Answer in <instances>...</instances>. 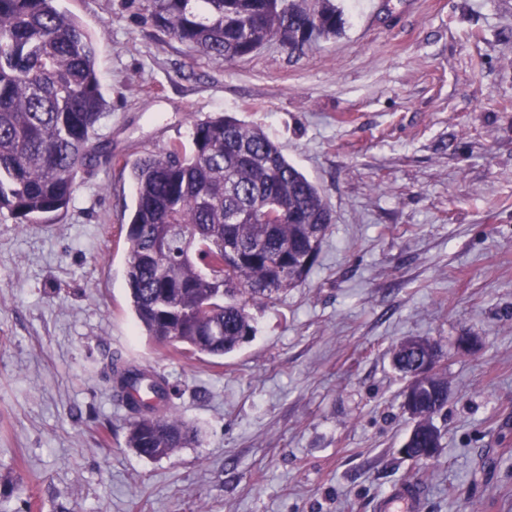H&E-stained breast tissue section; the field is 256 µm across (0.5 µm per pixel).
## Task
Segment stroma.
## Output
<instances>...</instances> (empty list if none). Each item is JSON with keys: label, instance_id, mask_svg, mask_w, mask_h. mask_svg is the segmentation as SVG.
<instances>
[{"label": "stroma", "instance_id": "1", "mask_svg": "<svg viewBox=\"0 0 512 512\" xmlns=\"http://www.w3.org/2000/svg\"><path fill=\"white\" fill-rule=\"evenodd\" d=\"M144 0H59L98 41L97 126L120 159L229 113L261 126L334 222L306 280L249 305L255 337L182 359L137 327L127 175L78 173L50 221L0 215V512H512V0H344L339 38L211 61ZM478 348L458 354L456 339ZM440 340L452 386L427 465L394 343ZM163 373L200 442L144 459L106 364ZM422 494L418 485L412 482L392 487L377 503L379 512H419Z\"/></svg>", "mask_w": 512, "mask_h": 512}]
</instances>
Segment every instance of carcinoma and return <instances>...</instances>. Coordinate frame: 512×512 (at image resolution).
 Here are the masks:
<instances>
[{
    "label": "carcinoma",
    "mask_w": 512,
    "mask_h": 512,
    "mask_svg": "<svg viewBox=\"0 0 512 512\" xmlns=\"http://www.w3.org/2000/svg\"><path fill=\"white\" fill-rule=\"evenodd\" d=\"M59 0H0V213L38 223L68 210L81 169L112 165L96 137L106 100L98 44ZM150 20L196 52L226 63L278 42L292 52L341 35L336 0H147ZM121 171L133 184L126 278L137 325L184 357H222L256 334L249 303L273 304L317 263L333 215L319 187L260 127L218 114ZM440 352L428 338L392 346L413 426L399 453L416 462L441 448L434 418L448 388L411 382ZM130 414L126 447L170 457L197 430L170 402L165 376L119 356L107 365Z\"/></svg>",
    "instance_id": "obj_1"
}]
</instances>
